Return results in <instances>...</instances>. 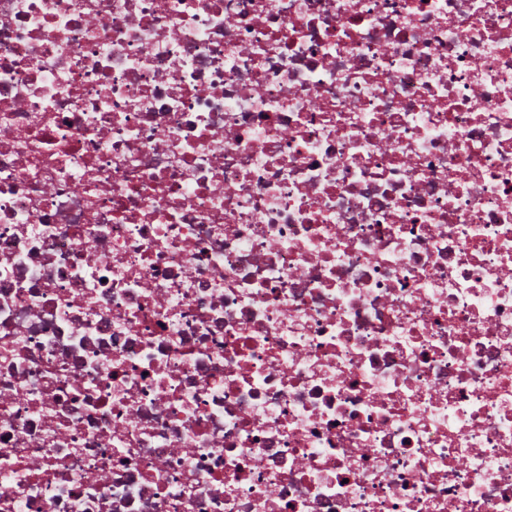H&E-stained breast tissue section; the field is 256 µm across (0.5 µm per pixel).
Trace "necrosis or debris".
Returning a JSON list of instances; mask_svg holds the SVG:
<instances>
[{"label": "necrosis or debris", "instance_id": "obj_1", "mask_svg": "<svg viewBox=\"0 0 512 512\" xmlns=\"http://www.w3.org/2000/svg\"><path fill=\"white\" fill-rule=\"evenodd\" d=\"M0 512H512V0H0Z\"/></svg>", "mask_w": 512, "mask_h": 512}]
</instances>
